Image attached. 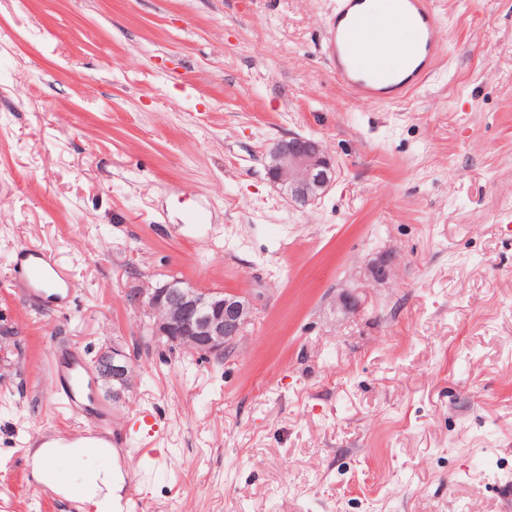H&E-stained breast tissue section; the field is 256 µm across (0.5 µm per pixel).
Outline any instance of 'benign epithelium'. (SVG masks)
<instances>
[{
    "label": "benign epithelium",
    "mask_w": 512,
    "mask_h": 512,
    "mask_svg": "<svg viewBox=\"0 0 512 512\" xmlns=\"http://www.w3.org/2000/svg\"><path fill=\"white\" fill-rule=\"evenodd\" d=\"M267 175L296 203L310 204L321 198L335 182L334 160L316 139L290 136L274 143ZM395 256L385 255L374 263L370 277H389ZM135 302L149 318L151 335L191 348L204 356H221L224 348L242 333L251 308L245 297L223 291H200L173 279L138 292ZM133 364L119 347L102 367V379L112 388V401L120 402L131 387Z\"/></svg>",
    "instance_id": "1"
}]
</instances>
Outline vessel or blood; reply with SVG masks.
I'll use <instances>...</instances> for the list:
<instances>
[{
  "label": "vessel or blood",
  "instance_id": "b4317fda",
  "mask_svg": "<svg viewBox=\"0 0 512 512\" xmlns=\"http://www.w3.org/2000/svg\"><path fill=\"white\" fill-rule=\"evenodd\" d=\"M400 19L412 23L417 32L410 59L404 64L387 38ZM445 41L446 31L430 0H337L329 21L326 55L339 85L360 104L377 105L409 97L438 61ZM13 276L29 294L61 308L73 294L65 268L53 254L42 250H21ZM46 391L84 425L76 434L46 437L49 447L83 448L91 455L111 447L112 409L99 399L94 373L76 348L62 344L54 349Z\"/></svg>",
  "mask_w": 512,
  "mask_h": 512
}]
</instances>
